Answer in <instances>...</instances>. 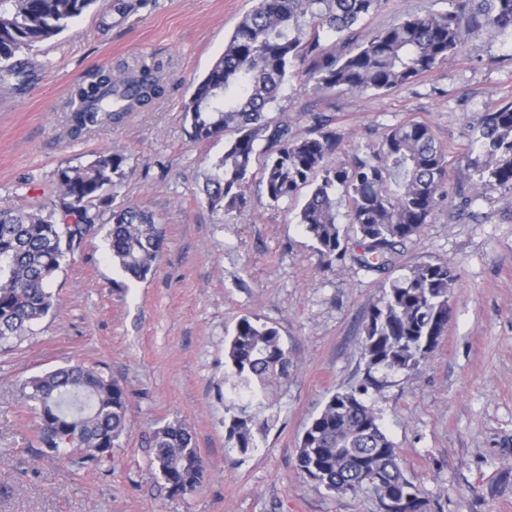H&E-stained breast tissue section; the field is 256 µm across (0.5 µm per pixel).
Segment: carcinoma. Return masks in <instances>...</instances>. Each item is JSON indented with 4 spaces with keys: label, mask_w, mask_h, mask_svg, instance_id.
Listing matches in <instances>:
<instances>
[{
    "label": "carcinoma",
    "mask_w": 512,
    "mask_h": 512,
    "mask_svg": "<svg viewBox=\"0 0 512 512\" xmlns=\"http://www.w3.org/2000/svg\"><path fill=\"white\" fill-rule=\"evenodd\" d=\"M386 0H255L224 44V52L196 85L184 110L196 140L225 137L224 155L204 174L208 207L226 215L249 206L253 180L277 204L302 186L311 192L298 223L328 266L346 256L370 271H384L399 248L431 223L445 195L446 152L429 127L407 122L393 128L377 150L351 148L348 161L332 163L344 149L331 119L316 117L314 135L300 137L268 116L280 89L304 69L312 90L387 92L414 83L459 51L470 30L512 37V0H451L453 9L410 15L352 43L354 26ZM95 0H0V83L17 88L30 78L23 49L63 32ZM334 38L332 48L322 37ZM159 66L143 65L122 77L103 70L78 84L70 98L72 132L122 120L160 98ZM480 179L512 191V103L484 113L476 128ZM127 157L101 153L88 165L61 166L49 207L29 211L0 206V348L31 330L55 307L50 284L62 264L96 234L109 213L106 242L123 274L144 280L163 239L151 213L114 205V189L127 177ZM348 200V227L361 252L348 254L337 221L336 192ZM457 277L451 263L417 262L390 283L365 324V383L330 396L302 435L296 469L316 470L318 484L334 493H368L390 512H427L423 491L408 480L400 456L365 399L376 386L374 369L410 370L436 347L450 318ZM234 388L266 407L265 385L288 380L290 359L276 328L245 316L226 348ZM27 398L40 406L37 443L53 455L74 440L78 462L97 467L127 433L129 393L116 379L81 363L27 382ZM268 426L260 414L241 411L226 439L242 455L257 447ZM152 465L169 489L194 491L205 474L190 431L167 423L153 437Z\"/></svg>",
    "instance_id": "cac0c4a2"
}]
</instances>
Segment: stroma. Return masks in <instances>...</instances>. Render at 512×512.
Masks as SVG:
<instances>
[{
    "label": "stroma",
    "instance_id": "stroma-1",
    "mask_svg": "<svg viewBox=\"0 0 512 512\" xmlns=\"http://www.w3.org/2000/svg\"><path fill=\"white\" fill-rule=\"evenodd\" d=\"M114 2L96 0L23 52L29 89L0 85V204H50L58 167L120 150L128 175L115 202L152 213L163 247L145 280L126 283L104 234L89 237L51 283L56 311L0 352V512H379L370 495L332 494L301 476L295 458L329 397L365 377L364 325L384 284L423 261L451 262L458 275L446 332L417 368L376 372L367 400L430 512H512V191L480 185L472 166L480 115L512 102V38L474 34L385 93H316L295 74L272 105L302 137L327 116L345 147L367 151L414 121L446 149L447 201L387 270L372 272L323 265L297 219L306 191L273 206L254 182L249 209L229 216L204 200L203 173L224 142L192 140L183 106L253 0H147L125 14ZM450 6L386 0L356 32ZM144 62L161 67L165 97L71 138V88L94 68ZM247 315L278 330L292 375L270 386L273 419L243 455L226 441L225 420L248 400L226 380L225 350ZM77 361L121 380L131 399L128 434L96 468L75 466L66 451L42 454L39 407L23 391L25 380ZM169 422L189 428L206 464L189 494L171 492L151 464L149 443Z\"/></svg>",
    "mask_w": 512,
    "mask_h": 512
}]
</instances>
